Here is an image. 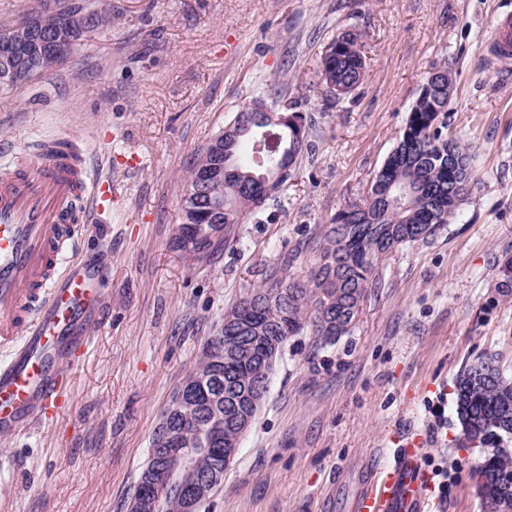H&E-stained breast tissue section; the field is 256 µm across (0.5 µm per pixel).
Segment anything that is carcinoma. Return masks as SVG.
Returning a JSON list of instances; mask_svg holds the SVG:
<instances>
[{
    "instance_id": "obj_1",
    "label": "carcinoma",
    "mask_w": 512,
    "mask_h": 512,
    "mask_svg": "<svg viewBox=\"0 0 512 512\" xmlns=\"http://www.w3.org/2000/svg\"><path fill=\"white\" fill-rule=\"evenodd\" d=\"M92 10L87 4L42 0L27 13L40 26L60 34L76 47L85 38L78 30L61 27V10ZM358 32L346 31L332 39L321 58V77L329 96L338 102L352 94L365 79L366 63ZM17 63L0 55V87L19 85ZM435 107L448 105L432 93H420L413 102L396 146L373 179L362 204H349L325 226L316 265L306 279L270 271L265 285L235 302L224 312V321L206 345L219 337L237 342L236 354H224V376L210 383L208 419L224 413L248 394L247 411L256 416L268 392L276 362L289 338L305 332L320 349L332 346L354 331L368 291L376 287L379 264L398 248L434 239L456 217L459 204L451 203L450 190L458 179L474 180L468 149L437 119ZM232 123L237 135L220 148L226 153L201 152L185 178L181 223L173 248L201 261L209 256L214 239L228 246L238 241L236 230L247 217L263 213L271 200L288 188L303 145L293 146L288 128H265L250 112H239ZM231 159L224 167V181L213 187L210 212H224L220 227L202 224L189 198L197 170ZM188 225L203 226L199 249L185 252L180 234ZM211 365L197 361L181 386L190 388L208 377ZM456 414L463 440L488 447L479 466V493L483 512H497V505L512 499V376L493 358L464 366L454 381ZM197 457L198 474L212 473L215 448Z\"/></svg>"
}]
</instances>
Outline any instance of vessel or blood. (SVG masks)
I'll return each mask as SVG.
<instances>
[{
	"label": "vessel or blood",
	"mask_w": 512,
	"mask_h": 512,
	"mask_svg": "<svg viewBox=\"0 0 512 512\" xmlns=\"http://www.w3.org/2000/svg\"><path fill=\"white\" fill-rule=\"evenodd\" d=\"M71 139L44 145L36 160L0 166V434L50 422L67 401L70 356L86 351L85 327L104 299L74 255L87 225L111 213L112 181L89 183ZM422 440L392 449L354 503L355 512H431Z\"/></svg>",
	"instance_id": "vessel-or-blood-1"
}]
</instances>
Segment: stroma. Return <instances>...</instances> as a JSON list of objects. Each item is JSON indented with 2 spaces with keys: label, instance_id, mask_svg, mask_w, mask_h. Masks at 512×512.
<instances>
[{
  "label": "stroma",
  "instance_id": "stroma-1",
  "mask_svg": "<svg viewBox=\"0 0 512 512\" xmlns=\"http://www.w3.org/2000/svg\"><path fill=\"white\" fill-rule=\"evenodd\" d=\"M119 20L62 66L0 88V158L67 136L118 184L91 225L107 302L52 424L0 435V512H129L160 414L233 302L284 265L307 277L325 224L363 202L432 67L478 181L445 231L389 255L352 335L291 338L205 512H350L390 439L421 432L441 512H482L479 448L459 447L453 380L512 371V60L491 56L512 0H110ZM360 32L367 73L330 103L320 57ZM311 121L285 195L196 262L171 246L182 179L256 95Z\"/></svg>",
  "mask_w": 512,
  "mask_h": 512
}]
</instances>
